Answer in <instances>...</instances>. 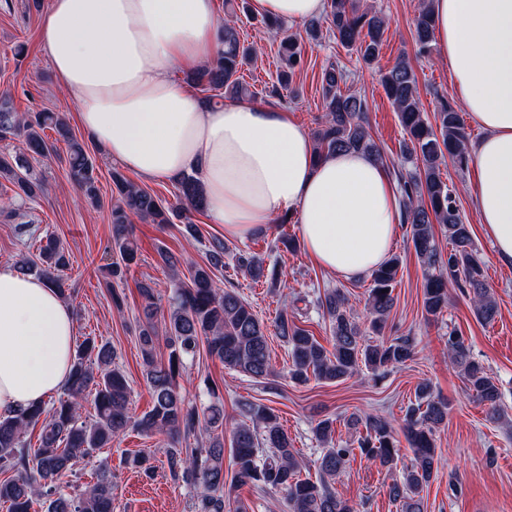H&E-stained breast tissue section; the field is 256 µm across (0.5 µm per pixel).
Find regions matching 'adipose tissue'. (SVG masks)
I'll return each mask as SVG.
<instances>
[{"label": "adipose tissue", "mask_w": 512, "mask_h": 512, "mask_svg": "<svg viewBox=\"0 0 512 512\" xmlns=\"http://www.w3.org/2000/svg\"><path fill=\"white\" fill-rule=\"evenodd\" d=\"M326 0H250L260 16L297 24ZM438 52L481 138L470 148L474 201L498 260L512 264V0H431ZM214 0H52L42 45L81 126L146 180L197 171L211 219L243 238L294 214L301 244L349 280L386 261L401 198L387 168L342 150L314 154L287 110L211 106L173 72L221 47ZM74 319L44 280L0 266V417L45 402L69 379Z\"/></svg>", "instance_id": "adipose-tissue-1"}]
</instances>
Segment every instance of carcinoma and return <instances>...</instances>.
<instances>
[{"label":"carcinoma","instance_id":"1","mask_svg":"<svg viewBox=\"0 0 512 512\" xmlns=\"http://www.w3.org/2000/svg\"><path fill=\"white\" fill-rule=\"evenodd\" d=\"M386 19L371 8H361L356 0H327L325 17L308 21L306 34L317 40L328 34L343 47L356 49L362 61L375 63L384 44ZM434 30L429 2H422L414 20L413 37L417 52L430 50ZM223 47L207 64L190 72L186 80L207 93L204 101L216 105L231 99H256L277 92V87L258 89L243 82V66L256 57L253 47L241 43L235 24L224 22ZM281 57L285 68L278 71V87H286L301 61L300 41L283 37ZM345 71L330 65L322 71V99L325 120L314 134V146L322 158L339 150L367 153L386 162L383 151L371 139L365 127V100L347 85ZM381 86L397 112L398 120L409 136L404 143V162L414 171L399 174L402 194L401 220L415 255L423 269V308L437 318L448 307V284L453 283L468 297L476 317L488 323L495 319L497 302L485 285L481 263L475 255L469 225L463 222L448 183L442 179L441 166L446 160L460 170L469 167L470 154L463 120L447 101L440 102L435 123L421 110L416 75L406 57L382 73ZM55 134L49 139L45 130ZM17 138L24 150L37 157L56 152V143L66 145L71 179L80 187L93 208L104 206L98 186L96 160L89 147L73 134L64 116L58 112H18L12 102L0 96V138ZM0 179L14 187V198L22 203L33 201L44 192V183L30 171L25 156L0 155ZM117 198L110 204L113 242L122 261L136 260L138 244L125 234L129 215L137 214L152 224H170L177 210L166 207L153 193L140 189L118 169L111 172ZM181 205L196 212L206 208L197 177L185 173L177 178ZM6 217L16 220L14 233L23 237L31 225L24 214L5 204ZM443 226L448 236V253H443L435 237L433 224ZM227 247L218 238L208 241L207 264L197 265L189 277L174 274L171 284L172 304L167 334L168 357L156 354L153 319L157 313L155 285L139 284L142 318L138 341L143 377L153 399L152 408L135 418L129 410L130 389L124 373L116 366L112 345L85 337L73 360L69 382L63 396L51 408L36 406L15 415L0 417V470L12 476L0 480V502L10 512H31L33 503L42 501L44 512H113L112 475L99 470L95 482L82 493L62 492L55 481L80 461L89 463L94 453L109 448L112 441L134 428L146 435L164 437L166 464L170 478L194 489L193 512H248V505L235 491L243 485L257 490H276L283 494L288 512H355L348 501L336 494L331 480L342 471L355 454L377 460L388 470L397 468L400 448L395 429L377 414L354 416L348 426H363L356 443L333 444L334 421L322 419L314 427L317 440L326 449L317 460L320 478L302 477V464L293 448V440L274 411L251 401L239 404L241 415L249 423L238 425L232 435L231 481L224 479V403L209 393V403L199 406L182 393L179 378L187 362L195 359L200 345L207 354L230 369L241 371L259 381L279 377L271 363L266 326L253 307L233 288L221 287L215 271L226 267ZM69 259L61 241L46 237L40 246L39 262L25 259L18 270L46 280L60 294H65L62 273ZM399 258L392 256L371 273L367 309L371 315L368 330H362L348 308V299L339 289L328 290L316 300L330 323L333 350H327L308 330L299 327L288 311L276 321L277 336L287 345L286 378L306 383L314 378L340 381L365 369L380 377L405 365L415 355L416 345L406 337L390 341L374 340L380 334L395 303ZM232 269L259 282L267 277L264 258L256 253L234 255ZM448 358L460 368L470 395L485 407L486 418L496 422L504 417L501 390L496 379L473 357L463 337L448 332ZM93 397L94 414L82 419V401ZM448 403L434 394L428 382L415 390V402L407 407L402 432L414 454V463L402 469L388 486V497L398 512H426L424 488L435 476L438 457L436 432L447 423ZM40 427L37 447H31L28 431ZM205 436V444L183 448L179 438Z\"/></svg>","mask_w":512,"mask_h":512}]
</instances>
